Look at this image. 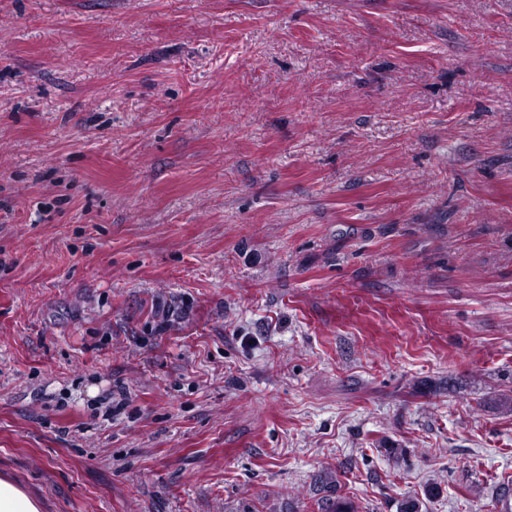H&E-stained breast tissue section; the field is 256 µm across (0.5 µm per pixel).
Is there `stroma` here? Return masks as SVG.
<instances>
[{"label": "stroma", "mask_w": 512, "mask_h": 512, "mask_svg": "<svg viewBox=\"0 0 512 512\" xmlns=\"http://www.w3.org/2000/svg\"><path fill=\"white\" fill-rule=\"evenodd\" d=\"M512 0H0V478L41 512H503Z\"/></svg>", "instance_id": "stroma-1"}]
</instances>
